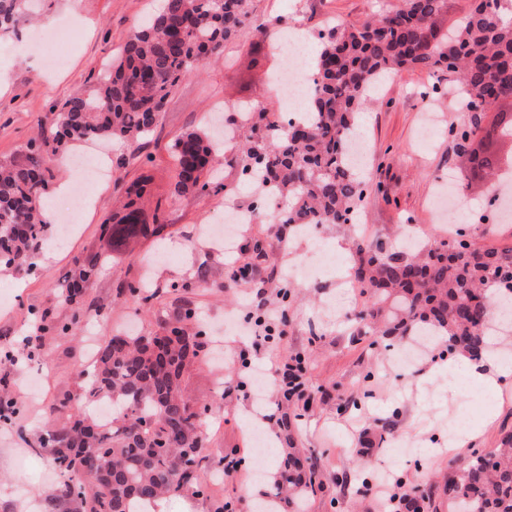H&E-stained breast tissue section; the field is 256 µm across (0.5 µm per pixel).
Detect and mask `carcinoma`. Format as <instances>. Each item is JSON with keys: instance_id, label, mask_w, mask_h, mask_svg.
Masks as SVG:
<instances>
[{"instance_id": "cac0c4a2", "label": "carcinoma", "mask_w": 512, "mask_h": 512, "mask_svg": "<svg viewBox=\"0 0 512 512\" xmlns=\"http://www.w3.org/2000/svg\"><path fill=\"white\" fill-rule=\"evenodd\" d=\"M31 0H0V35L17 33ZM500 0H474L456 27L438 34L436 17L447 0H403L360 24L340 23L322 37L317 53L309 111L302 121L282 123L264 110L247 118L241 173H262V190L288 202L272 224H346L369 185L349 161L357 114L368 90L392 71L420 70L459 84L470 112L455 129L457 146L470 154L478 109L512 99V19L498 12ZM248 0H163L128 37L118 62L95 86L67 99L22 155L0 162V267L30 270L50 221L45 198L56 174L51 162L69 147L114 138L132 153L157 125L162 108L190 72L223 53L248 15ZM214 144L201 132L179 135L172 145L177 192L201 193L209 185ZM147 180L129 187L121 210L100 225L102 246L77 257L63 278L60 302L71 306L68 322L49 313L43 329L75 336L83 321L76 300L100 278L109 247L130 240H158L165 225L149 224L138 199ZM352 274L369 296L359 318L380 323L383 336L448 337L446 352L473 360L491 349L488 318L498 292L512 291V246L486 248L476 235L458 232L426 248H401L378 234L357 245ZM176 319L177 341L157 333L113 334L99 346L95 366L84 373L83 403L61 425L42 434L38 448L49 449L65 477L52 493L53 512H135V505L190 486L207 495L197 469L202 432L197 408L180 395L186 369L201 348L200 334ZM112 405L103 420L84 404ZM90 472L109 486L103 495L74 491V481ZM318 470L300 472L288 457V486L316 483ZM512 512V434L496 447L475 448L454 465L435 491L419 487L403 500L406 512Z\"/></svg>"}]
</instances>
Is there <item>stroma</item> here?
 Segmentation results:
<instances>
[{
  "label": "stroma",
  "mask_w": 512,
  "mask_h": 512,
  "mask_svg": "<svg viewBox=\"0 0 512 512\" xmlns=\"http://www.w3.org/2000/svg\"><path fill=\"white\" fill-rule=\"evenodd\" d=\"M392 0H249V14L219 58L186 75L168 97L162 118L144 141L136 159L116 176L91 182L90 208L77 216V231L67 236L45 265L30 271H0V345L11 346L19 360L0 366V389H8L20 408L11 424L0 425V512H25L33 495H45L62 479L49 450L32 454L47 422L68 417L65 396L78 395L86 338L104 342L129 324L157 331L185 309H193L191 330L223 334L224 356L205 346L190 370L182 392L212 406L203 436L200 474L206 497L184 490L167 497L166 512H255L269 498H280V512H381L363 480L387 475L404 487H429L448 473L449 459H462L473 448H491L512 431V377L484 395L465 374L448 379L440 351L418 356L409 370L395 363L409 349V337L373 336L368 322L357 320L368 300L360 289L346 287L355 243L377 233L414 224L425 234L443 238L447 221L439 219L434 199L440 182L464 169L454 152L452 131L466 118L449 84L420 71L387 75L369 92L356 133L364 145L362 175L370 183L360 205V224H316L300 237L289 224L239 227L232 250L201 235L220 214L233 185L241 205L252 204L258 187L241 174L240 144L216 139L219 162L205 192L175 195L174 139L190 130L205 131L214 105L224 119L243 104L283 111L284 98L271 77L279 66L272 47L287 27L326 30L330 22L358 24ZM161 0H38L36 23L21 21L17 38L0 46V161L21 153L39 127L72 94L91 89L116 58L142 17ZM73 23L64 45L61 68L47 73L36 50L39 33L61 19ZM148 177L143 200L147 212H160L171 226L161 245L144 244L134 253L114 251L110 266L82 298L80 337L37 333L36 315L51 310L67 320L57 285L72 260L100 245L99 226L124 200L127 185ZM269 238L272 247L251 282L229 283L227 268L243 256L251 237ZM151 275L155 297L141 307L126 296L128 284ZM262 298L286 315L284 334L271 345L227 330V321L243 322L248 300ZM40 336V354L22 355L26 336ZM301 358L307 390L316 394L310 407L279 405L277 388L268 385L267 408L284 425H260L242 382L243 361ZM454 394H447V386ZM356 399L338 409L339 399ZM475 424L466 447L449 452L448 436L460 422ZM261 429L269 452L255 454L253 429ZM312 458L320 485L299 499L282 497V464L289 449ZM237 460L238 478L210 474L209 462Z\"/></svg>",
  "instance_id": "obj_1"
}]
</instances>
